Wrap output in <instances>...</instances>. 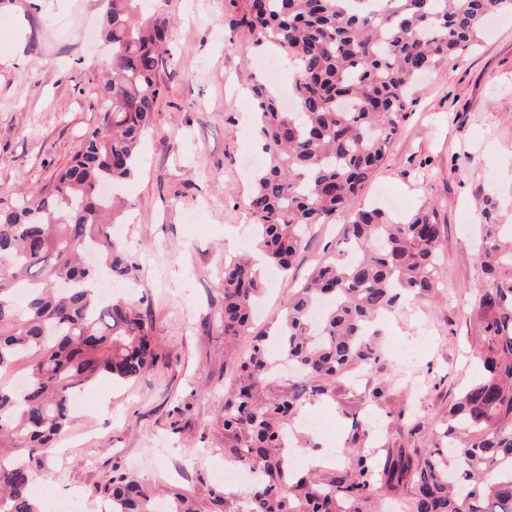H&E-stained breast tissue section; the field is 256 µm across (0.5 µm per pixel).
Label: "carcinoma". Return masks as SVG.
Wrapping results in <instances>:
<instances>
[{
	"mask_svg": "<svg viewBox=\"0 0 512 512\" xmlns=\"http://www.w3.org/2000/svg\"><path fill=\"white\" fill-rule=\"evenodd\" d=\"M142 0H102L111 73L98 84L102 116L52 191L0 210V512H45L31 460L50 454L79 393L108 376L137 378L154 357L152 319L121 298L103 297L102 276L129 279L138 267L111 236L124 204L117 189L137 171L141 143L161 96L170 19L145 15ZM236 27L288 51L297 73L295 111L259 78L251 86L263 163L249 195L252 233L264 265L286 279L309 229L334 224L353 257L324 254L292 289L274 337L299 377L275 397L271 336L252 331L265 288L255 260H224L220 300L204 319L229 347L251 337L237 360L236 388L218 426L230 462L256 473L245 497L225 488H176L165 497L123 473L105 488V512H369L377 486L410 495L411 512H512V231L498 205L481 210L485 233L475 289L479 371L450 404L432 448H404L379 464L359 448L339 472L292 467L288 427L307 405L334 398L361 367L383 365L379 317L402 299L441 293L437 210L394 219L353 208L413 104L414 80L445 68L484 34L512 0H230ZM328 308L317 326L310 314Z\"/></svg>",
	"mask_w": 512,
	"mask_h": 512,
	"instance_id": "cac0c4a2",
	"label": "carcinoma"
}]
</instances>
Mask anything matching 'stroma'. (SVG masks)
<instances>
[{
	"instance_id": "obj_1",
	"label": "stroma",
	"mask_w": 512,
	"mask_h": 512,
	"mask_svg": "<svg viewBox=\"0 0 512 512\" xmlns=\"http://www.w3.org/2000/svg\"><path fill=\"white\" fill-rule=\"evenodd\" d=\"M166 13L169 57L163 94L123 197L132 219L119 237L140 270L132 298L154 326L156 359L122 385L101 380L85 395L57 453L33 466L52 498L78 496L101 512L114 472L198 491L224 486L218 411L235 368L222 337L203 332L200 314L217 299L225 254L237 252L252 222L243 148L254 141L246 92L252 61L270 51L250 45L231 23L229 0H150ZM107 64L98 0H0V209L51 190L99 123L97 83ZM512 196V15L503 16L456 64L422 77L411 113L357 206L394 201L393 215L434 206L443 226L447 295L399 305L382 322L383 368L337 388L321 410L348 464L350 444L385 458L388 450L432 446L449 403L474 374L468 342L478 327L474 287L484 196ZM309 238L289 279L268 281L256 329H273L291 286L334 244ZM420 346L417 375H406L397 345ZM380 388L384 399L371 406ZM374 407L377 421L359 440L352 418Z\"/></svg>"
}]
</instances>
